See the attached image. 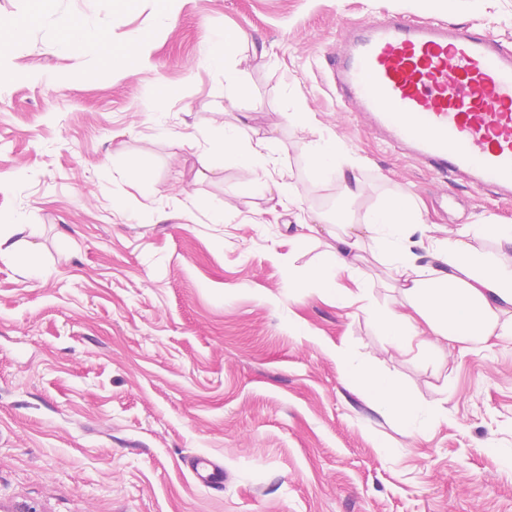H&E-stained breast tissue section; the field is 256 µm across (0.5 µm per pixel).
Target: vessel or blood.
Masks as SVG:
<instances>
[{
  "instance_id": "obj_1",
  "label": "vessel or blood",
  "mask_w": 512,
  "mask_h": 512,
  "mask_svg": "<svg viewBox=\"0 0 512 512\" xmlns=\"http://www.w3.org/2000/svg\"><path fill=\"white\" fill-rule=\"evenodd\" d=\"M345 111L419 165L512 200V51L489 30L387 15L341 25L326 58ZM203 484L221 465L193 459Z\"/></svg>"
}]
</instances>
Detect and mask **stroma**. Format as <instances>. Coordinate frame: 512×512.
I'll use <instances>...</instances> for the list:
<instances>
[{"label":"stroma","mask_w":512,"mask_h":512,"mask_svg":"<svg viewBox=\"0 0 512 512\" xmlns=\"http://www.w3.org/2000/svg\"><path fill=\"white\" fill-rule=\"evenodd\" d=\"M0 0L24 25L0 85V222L25 224L40 276L0 260V512H512V340L426 364L338 306L330 285L289 282L323 259L295 245L297 213L359 220L408 189L427 223L512 224V203L447 180L364 130L325 64L345 22L387 10L471 24L512 49V0ZM101 20L103 51L50 53L55 16ZM237 35L238 88L201 62L205 36ZM147 61L107 64L116 42ZM169 92L160 112L146 101ZM306 110L313 122L288 115ZM251 113L295 203L268 222L252 174L213 155L211 122ZM359 157L350 202L307 146ZM232 200L230 223H211ZM156 221L143 223L146 213ZM448 418L408 434L345 383L337 347ZM221 463L220 484L190 457Z\"/></svg>","instance_id":"obj_1"}]
</instances>
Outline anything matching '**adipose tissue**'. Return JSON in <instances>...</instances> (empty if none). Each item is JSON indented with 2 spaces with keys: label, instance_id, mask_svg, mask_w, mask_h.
Returning <instances> with one entry per match:
<instances>
[{
  "label": "adipose tissue",
  "instance_id": "ef3b65f1",
  "mask_svg": "<svg viewBox=\"0 0 512 512\" xmlns=\"http://www.w3.org/2000/svg\"><path fill=\"white\" fill-rule=\"evenodd\" d=\"M234 42V31L215 29L203 51L205 66L228 82L235 78ZM248 126L244 117L232 127L215 118L211 148L253 175L255 191L266 199L273 215L278 207L290 206V193L269 137L258 132L245 135ZM310 159L318 174L340 176L345 196L361 198L360 158L340 150L333 138L321 136L310 145ZM470 231L467 225L433 230L413 207L409 194L398 190L383 207L367 210L358 225L328 230L324 258L307 277L335 284L337 298L376 322L385 342L401 353L428 357L447 344L469 354L477 345L512 338V260L507 257L512 250V224L482 227L483 234L499 246L497 256L474 246ZM367 251L389 271L395 293L391 302L374 300L375 281L361 268ZM342 277L349 283L341 287L337 281ZM336 360L346 380L362 384L370 405L395 417L407 432L424 434L447 418L443 404L431 407L412 400L400 384L348 349H337Z\"/></svg>",
  "mask_w": 512,
  "mask_h": 512
}]
</instances>
